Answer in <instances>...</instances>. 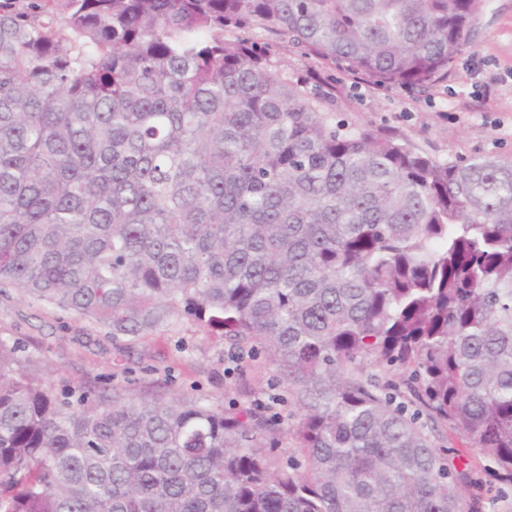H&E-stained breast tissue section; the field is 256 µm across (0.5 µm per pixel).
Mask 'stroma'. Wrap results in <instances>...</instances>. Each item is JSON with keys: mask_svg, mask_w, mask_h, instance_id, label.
<instances>
[{"mask_svg": "<svg viewBox=\"0 0 512 512\" xmlns=\"http://www.w3.org/2000/svg\"><path fill=\"white\" fill-rule=\"evenodd\" d=\"M336 115L355 126L396 131L413 148L439 159L512 157V0H485L473 40L432 98L398 89L362 87L336 74ZM0 337L18 342L31 372L53 390L111 388L133 397L181 393L225 405L266 400L252 385L254 361L227 374L223 337L182 319L117 349L107 328L32 303L13 288L0 292Z\"/></svg>", "mask_w": 512, "mask_h": 512, "instance_id": "obj_1", "label": "stroma"}]
</instances>
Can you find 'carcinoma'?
Here are the masks:
<instances>
[{
    "label": "carcinoma",
    "instance_id": "carcinoma-1",
    "mask_svg": "<svg viewBox=\"0 0 512 512\" xmlns=\"http://www.w3.org/2000/svg\"><path fill=\"white\" fill-rule=\"evenodd\" d=\"M481 9L0 0V289L116 342L190 319L302 409L58 395L0 339V512H476L512 487V159L339 121L335 85L273 61L431 96ZM274 60L280 68L287 71L288 75L293 78L307 77L314 72L321 73L322 76L327 75L313 59L304 58L295 53L280 52ZM438 446L450 448V456L455 457V464L459 467H476L479 466V459L474 450L469 446L468 442L458 434L445 432L443 439Z\"/></svg>",
    "mask_w": 512,
    "mask_h": 512
}]
</instances>
